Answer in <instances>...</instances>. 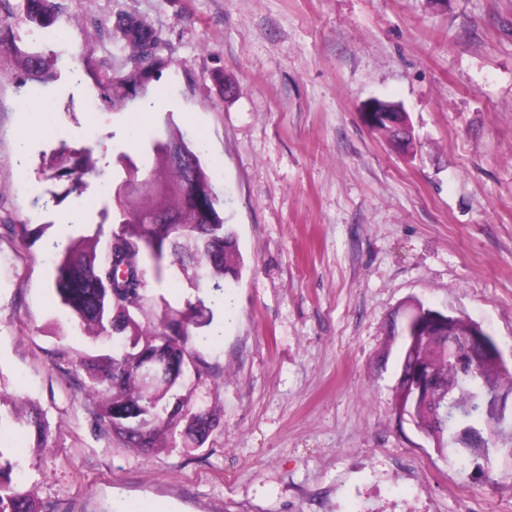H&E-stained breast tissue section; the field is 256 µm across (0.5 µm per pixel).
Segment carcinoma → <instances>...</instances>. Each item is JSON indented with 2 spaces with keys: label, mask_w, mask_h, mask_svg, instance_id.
Listing matches in <instances>:
<instances>
[{
  "label": "carcinoma",
  "mask_w": 512,
  "mask_h": 512,
  "mask_svg": "<svg viewBox=\"0 0 512 512\" xmlns=\"http://www.w3.org/2000/svg\"><path fill=\"white\" fill-rule=\"evenodd\" d=\"M56 0H0V54H7L23 74L22 84L58 78L45 43L31 35L59 23ZM24 26L19 33L16 24ZM109 37L130 50V69L114 74L107 63L89 72L100 105L119 112L126 101L146 94L160 80L165 60L159 34L137 16L116 14ZM140 162L129 155L126 179L114 191L119 227L50 239L46 243L53 267L51 288L69 310L70 322L94 339L119 343L115 353L89 355L83 360L88 378L84 389L101 399L100 425L133 448H158L160 439L185 423L184 447L202 445L217 426V418L192 401L191 383H199L197 345L210 343L212 306L226 282L241 278L244 260L235 229L224 223L220 199L202 161L200 145L164 120L161 132L148 144L136 141ZM56 176L83 187L93 176L111 186L107 171L77 156L56 168ZM29 220L14 224L20 243L43 235ZM179 273L195 288L194 301L183 310L165 303L155 311L148 295L149 279L163 281ZM430 307L416 301L403 317L393 318L388 335L400 339L396 408L406 405L409 375L417 365L431 368L433 399L411 417L439 452H451L463 465L472 464L491 479L485 464L493 457L512 459V415L496 418L490 407L497 392L512 390V373L486 363L474 364L467 352L469 327L426 324L412 337L401 333L404 316ZM155 362L162 372L150 381L145 368ZM20 428L47 444L49 422L32 407L26 416L0 411V433ZM0 512H40L26 488L25 467L0 444Z\"/></svg>",
  "instance_id": "obj_1"
}]
</instances>
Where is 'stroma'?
Instances as JSON below:
<instances>
[{
  "label": "stroma",
  "mask_w": 512,
  "mask_h": 512,
  "mask_svg": "<svg viewBox=\"0 0 512 512\" xmlns=\"http://www.w3.org/2000/svg\"><path fill=\"white\" fill-rule=\"evenodd\" d=\"M78 50L118 11L164 40L152 94L93 107L88 63L22 84L0 60V408L40 407L46 447L10 444L41 512H512V460L493 482L441 456L395 410L405 303L478 323L512 359V0H59ZM54 102L31 134L23 104ZM373 99L401 104L416 148L372 131ZM163 119L203 136L205 162L245 269L224 292L219 338L199 348L195 401L220 424L198 448L128 447L98 423L81 357L53 294L45 241L88 200L112 230L111 198L47 169L87 146L114 182L126 123ZM40 195H33L31 186ZM40 210L43 239L12 223Z\"/></svg>",
  "instance_id": "1"
}]
</instances>
